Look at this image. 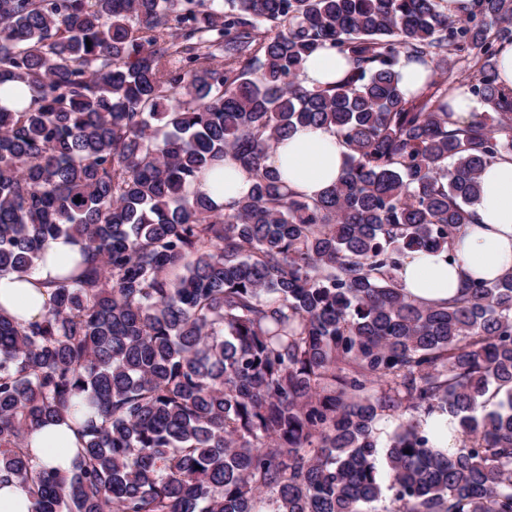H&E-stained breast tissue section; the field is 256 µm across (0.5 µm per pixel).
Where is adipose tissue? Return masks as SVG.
<instances>
[{"label": "adipose tissue", "mask_w": 512, "mask_h": 512, "mask_svg": "<svg viewBox=\"0 0 512 512\" xmlns=\"http://www.w3.org/2000/svg\"><path fill=\"white\" fill-rule=\"evenodd\" d=\"M349 64L333 50L320 48L304 62L308 88L340 79ZM346 146L332 129L297 128L271 150L266 163L282 182L307 198H314L340 178L346 166ZM252 180L232 160L215 164L200 178L194 190L217 207L233 204L247 194ZM483 191L474 202V221L455 240L456 264L444 254L415 251L403 260L397 275L406 294L420 302H441L459 294L472 279L493 281L512 271V154L488 165L482 173ZM81 244L59 237L47 240L33 272L0 276V312L26 324L41 320L51 299L49 283L80 260ZM79 437L72 422L48 424L35 430L29 448L47 469L70 472Z\"/></svg>", "instance_id": "obj_1"}]
</instances>
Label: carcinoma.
Masks as SVG:
<instances>
[{
	"instance_id": "obj_1",
	"label": "carcinoma",
	"mask_w": 512,
	"mask_h": 512,
	"mask_svg": "<svg viewBox=\"0 0 512 512\" xmlns=\"http://www.w3.org/2000/svg\"><path fill=\"white\" fill-rule=\"evenodd\" d=\"M506 43L512 0H0V89L33 92L0 106V276L83 244L41 320L0 312V474L31 512H512V272L443 304L397 276L455 260L512 153ZM324 46L350 68L310 90ZM405 61L432 79L403 91ZM312 125L350 155L306 198L264 161ZM226 158L252 180L227 210L191 190ZM79 399L73 470L48 472L28 438ZM10 92L3 99L0 92V106L4 105L10 109H21L27 106L32 98V91L23 83H10ZM449 416L431 418L427 422V428L434 429L435 444L438 448H456L457 444L453 436L456 423H450Z\"/></svg>"
}]
</instances>
